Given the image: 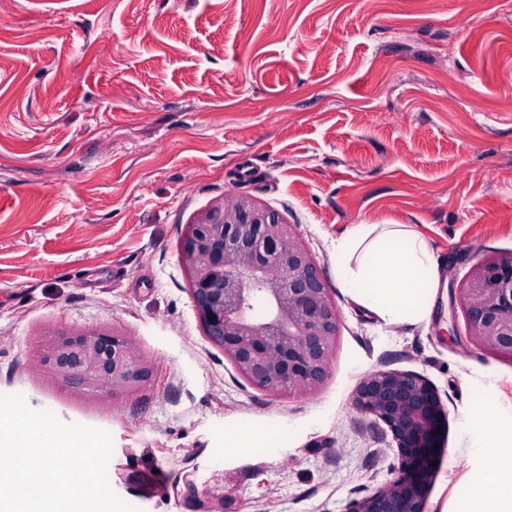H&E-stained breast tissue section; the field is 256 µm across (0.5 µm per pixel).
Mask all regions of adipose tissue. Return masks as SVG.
<instances>
[{
	"label": "adipose tissue",
	"instance_id": "ef3b65f1",
	"mask_svg": "<svg viewBox=\"0 0 512 512\" xmlns=\"http://www.w3.org/2000/svg\"><path fill=\"white\" fill-rule=\"evenodd\" d=\"M334 254L336 277L355 303L392 326L428 320L440 259L426 238L401 224H355ZM467 430L486 472L459 512H512V413L477 412Z\"/></svg>",
	"mask_w": 512,
	"mask_h": 512
}]
</instances>
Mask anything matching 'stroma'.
I'll use <instances>...</instances> for the list:
<instances>
[{
	"label": "stroma",
	"instance_id": "35a3bbf8",
	"mask_svg": "<svg viewBox=\"0 0 512 512\" xmlns=\"http://www.w3.org/2000/svg\"><path fill=\"white\" fill-rule=\"evenodd\" d=\"M277 210L338 316L323 385L277 397L205 335L179 253L224 195ZM354 224L444 259L429 321L389 327L336 279ZM512 251V0H0V394L110 433L138 512H347L394 476L356 408L377 370L448 409L426 512L483 475L464 424L512 408V357L474 344L455 289ZM136 340L151 369L102 395L33 369L47 331ZM278 433L244 454L242 424Z\"/></svg>",
	"mask_w": 512,
	"mask_h": 512
}]
</instances>
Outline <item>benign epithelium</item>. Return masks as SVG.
Returning a JSON list of instances; mask_svg holds the SVG:
<instances>
[{
	"mask_svg": "<svg viewBox=\"0 0 512 512\" xmlns=\"http://www.w3.org/2000/svg\"><path fill=\"white\" fill-rule=\"evenodd\" d=\"M205 335L245 379L271 394L309 393L327 377L337 314L321 271L292 225L275 210L235 195L199 213L180 248ZM454 299L467 336L512 357V252L474 268ZM36 366L103 394L132 392L150 376L134 339L101 329L48 340ZM355 404L386 425L395 476L348 512H425L447 452L448 409L425 377L376 371Z\"/></svg>",
	"mask_w": 512,
	"mask_h": 512,
	"instance_id": "1",
	"label": "benign epithelium"
}]
</instances>
